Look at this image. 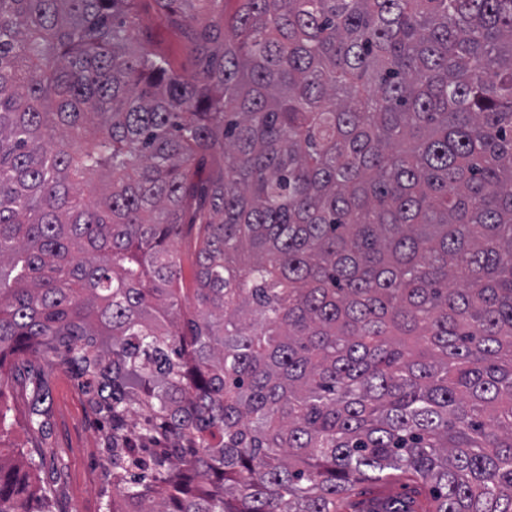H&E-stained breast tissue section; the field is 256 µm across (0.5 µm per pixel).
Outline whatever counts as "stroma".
Returning a JSON list of instances; mask_svg holds the SVG:
<instances>
[{"instance_id":"stroma-1","label":"stroma","mask_w":512,"mask_h":512,"mask_svg":"<svg viewBox=\"0 0 512 512\" xmlns=\"http://www.w3.org/2000/svg\"><path fill=\"white\" fill-rule=\"evenodd\" d=\"M137 22L155 51L180 72H194L195 62L184 52L177 28L155 0H141ZM47 403L51 416L46 433L34 435L23 423L14 424L0 440V457L27 464L28 450L39 448L44 464L29 466L30 481L36 486L53 481L55 512H106L113 490L102 468L106 450L99 416L61 367L53 372Z\"/></svg>"}]
</instances>
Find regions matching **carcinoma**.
I'll return each instance as SVG.
<instances>
[{"label":"carcinoma","instance_id":"obj_1","mask_svg":"<svg viewBox=\"0 0 512 512\" xmlns=\"http://www.w3.org/2000/svg\"><path fill=\"white\" fill-rule=\"evenodd\" d=\"M0 0V389L108 424V512H512V0ZM213 162L209 179L198 169ZM90 189L92 198L85 197ZM195 230L194 287L172 244ZM0 460V512H53ZM136 22L144 29L150 46L166 55L180 72L190 74L195 70V62L183 50L177 28L168 15L154 0H140ZM13 375L18 380V385L24 381L35 380L45 362L25 354H18L11 359ZM405 488V485L397 481L388 484H371L368 482L357 484L356 495L352 497V510L346 512L361 509L367 500L375 496H402L406 493Z\"/></svg>","mask_w":512,"mask_h":512}]
</instances>
